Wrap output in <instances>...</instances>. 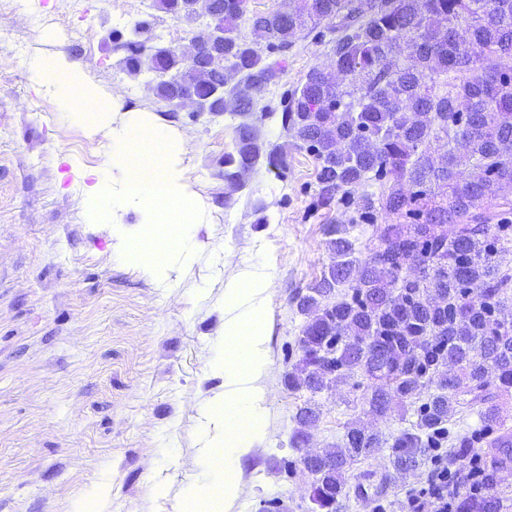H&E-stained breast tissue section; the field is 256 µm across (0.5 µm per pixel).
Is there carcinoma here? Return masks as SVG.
<instances>
[{"instance_id": "cac0c4a2", "label": "carcinoma", "mask_w": 512, "mask_h": 512, "mask_svg": "<svg viewBox=\"0 0 512 512\" xmlns=\"http://www.w3.org/2000/svg\"><path fill=\"white\" fill-rule=\"evenodd\" d=\"M195 2L153 7L187 26L199 61L140 38L154 19L112 37V50L135 78L149 54L163 106H179L192 90L200 111L241 118L224 154V199L260 159L284 168L279 155L263 154L252 116L283 74L272 55L325 22L334 63L308 71L284 99L281 123L317 162L321 204L341 202L367 224L384 219L363 261L353 257L347 225L327 226L328 273L295 296L306 323L288 388L314 396L359 368L379 416L395 397L428 393L413 430L390 446L397 472L414 469L450 433L461 406L476 413L480 437H506L488 387H512V268L502 262L512 251V0H293L288 10L249 16L242 0H208L205 24ZM369 184L379 192L360 191ZM439 224L454 225L452 233H434ZM411 268L418 274H406ZM318 417L309 402L297 410L293 447L303 448ZM452 440V463L477 454L471 436ZM382 449L377 432L350 427L342 446L322 452L325 462L300 458L312 476L309 512H344L346 473ZM503 509L491 479L459 501V512Z\"/></svg>"}]
</instances>
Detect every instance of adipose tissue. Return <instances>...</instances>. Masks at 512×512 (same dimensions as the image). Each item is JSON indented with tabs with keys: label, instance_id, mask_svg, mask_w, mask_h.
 Wrapping results in <instances>:
<instances>
[{
	"label": "adipose tissue",
	"instance_id": "1",
	"mask_svg": "<svg viewBox=\"0 0 512 512\" xmlns=\"http://www.w3.org/2000/svg\"><path fill=\"white\" fill-rule=\"evenodd\" d=\"M174 138L163 126L145 122L141 113H129L112 130V168L122 186L123 201L138 205L145 216L144 230L135 232V255L152 275L166 266L154 259V247H181L199 210L176 166Z\"/></svg>",
	"mask_w": 512,
	"mask_h": 512
}]
</instances>
